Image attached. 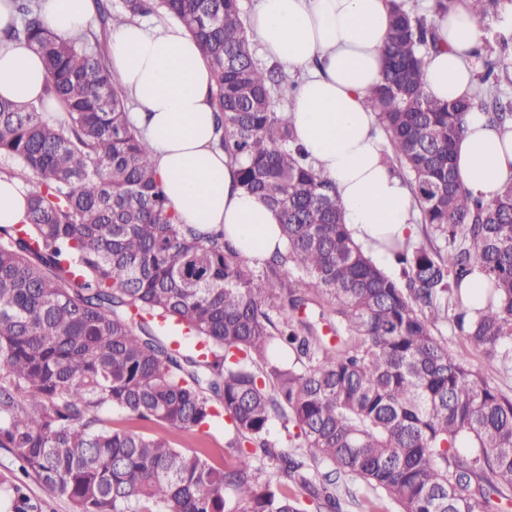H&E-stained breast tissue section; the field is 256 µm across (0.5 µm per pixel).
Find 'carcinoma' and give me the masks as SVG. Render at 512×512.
<instances>
[{
	"label": "carcinoma",
	"instance_id": "cac0c4a2",
	"mask_svg": "<svg viewBox=\"0 0 512 512\" xmlns=\"http://www.w3.org/2000/svg\"><path fill=\"white\" fill-rule=\"evenodd\" d=\"M512 0H472L478 22ZM11 38L39 50L45 95L0 100V174L27 180L20 224L0 225V448L75 512H340L339 480L401 512H504L512 499V398L435 335L512 362V182L492 201L458 180L453 145L498 94L512 51L483 61L476 102L428 97L430 16L395 4L382 84L368 102L438 245L392 249L386 273L343 224L335 185L308 162L274 98L297 80L250 49L240 0H95L87 32L56 37L38 0H13ZM182 22L211 71L219 145L240 185L281 215L285 249L256 269L183 224L114 85L116 21ZM478 295L470 297L475 275ZM108 413L193 434L223 417L236 463L115 429ZM278 419L300 441L268 439ZM302 489L309 504L290 493ZM6 512H44L17 477Z\"/></svg>",
	"mask_w": 512,
	"mask_h": 512
}]
</instances>
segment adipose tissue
Masks as SVG:
<instances>
[{"label": "adipose tissue", "mask_w": 512, "mask_h": 512, "mask_svg": "<svg viewBox=\"0 0 512 512\" xmlns=\"http://www.w3.org/2000/svg\"><path fill=\"white\" fill-rule=\"evenodd\" d=\"M55 35L85 29L94 0H40ZM391 0H258L249 26L267 59L304 78L285 116L316 169L336 186L352 238L384 259L383 244L413 237L415 202L385 160L387 141L366 99L381 83ZM439 42L426 58L425 85L439 101L473 98L482 31L465 5L434 17ZM114 81L135 105L133 122L151 149L169 205L181 223L223 231L251 262L283 246L279 213L239 184L237 168L216 144L210 69L195 40L169 17L125 22L109 36ZM49 74L39 51L0 40V98L61 106L46 99ZM469 194L494 199L512 179V126H489L471 109L454 147Z\"/></svg>", "instance_id": "adipose-tissue-1"}]
</instances>
